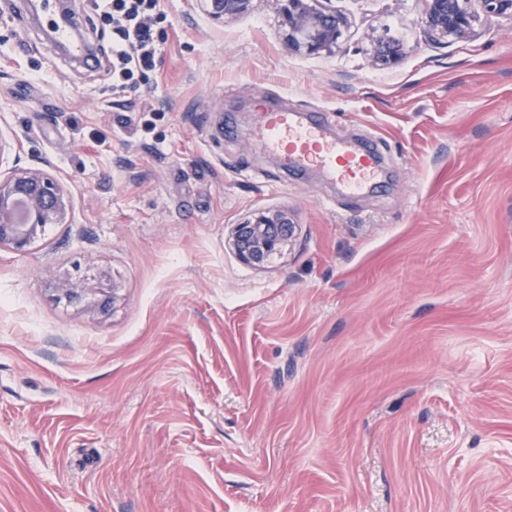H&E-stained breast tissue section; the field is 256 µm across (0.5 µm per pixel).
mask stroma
I'll use <instances>...</instances> for the list:
<instances>
[{"mask_svg": "<svg viewBox=\"0 0 512 512\" xmlns=\"http://www.w3.org/2000/svg\"><path fill=\"white\" fill-rule=\"evenodd\" d=\"M68 6L96 70L0 0V166L48 161L73 198L0 248V512H512V24L435 43L424 0H324L346 24L309 56L278 0L221 26L160 0L116 92ZM373 30L407 56L372 66ZM273 103L376 142L384 187L289 177ZM260 209L295 229L253 266L232 235ZM102 269L109 312L55 300Z\"/></svg>", "mask_w": 512, "mask_h": 512, "instance_id": "stroma-1", "label": "stroma"}]
</instances>
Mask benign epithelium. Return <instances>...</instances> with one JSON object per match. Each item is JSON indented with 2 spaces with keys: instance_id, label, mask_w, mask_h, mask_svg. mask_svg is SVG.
<instances>
[{
  "instance_id": "1",
  "label": "benign epithelium",
  "mask_w": 512,
  "mask_h": 512,
  "mask_svg": "<svg viewBox=\"0 0 512 512\" xmlns=\"http://www.w3.org/2000/svg\"><path fill=\"white\" fill-rule=\"evenodd\" d=\"M206 14L216 22L233 19L248 11L252 0H200ZM288 46L307 55H320L336 47L342 19L319 6L320 0H279ZM471 0H426L420 18L424 30L437 40L469 39L475 17ZM484 15L512 22V0H478ZM371 61L392 66L406 54L403 43L370 33ZM49 163L16 165L0 174V247L25 252L41 239L50 224H63L72 210V200L61 180L48 170ZM287 214L258 211L236 225L233 246L247 263L259 266L280 250L292 232ZM119 287L109 272L101 271L90 281L57 279L55 298L84 311L104 313L119 299Z\"/></svg>"
}]
</instances>
